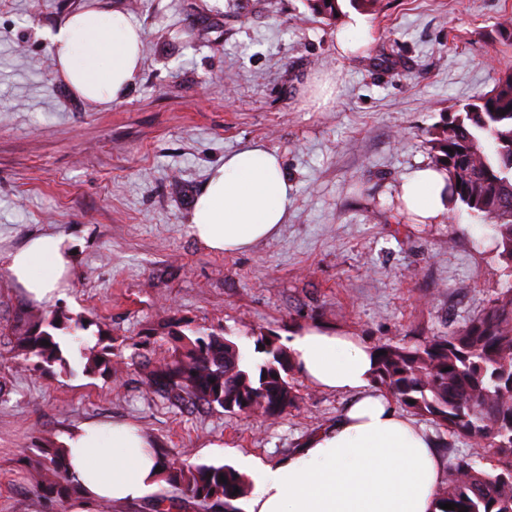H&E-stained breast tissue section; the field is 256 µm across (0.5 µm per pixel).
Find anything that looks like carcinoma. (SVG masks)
Listing matches in <instances>:
<instances>
[{"label": "carcinoma", "instance_id": "carcinoma-1", "mask_svg": "<svg viewBox=\"0 0 512 512\" xmlns=\"http://www.w3.org/2000/svg\"><path fill=\"white\" fill-rule=\"evenodd\" d=\"M307 6L328 19L342 13V0H307ZM432 145L450 200L492 223L498 259L512 277V72L500 75L489 94L435 130ZM94 324L91 316L73 318L58 311L24 316L17 321L15 349L36 370L49 372L58 364L68 371L64 347L77 344L83 350L84 373L110 375L112 345L103 344L100 335L101 347L86 346L83 332ZM174 328L184 343L169 362L145 369L148 390L230 414L278 418L296 406L289 381L293 364L275 339L257 337L250 352L223 336L178 322ZM374 352V382L380 388L408 412L432 420L470 446L448 449L437 512H512V287L496 293L483 310L446 336L410 345L385 343ZM475 446L487 449L489 468L477 467L471 452ZM40 452L43 461L31 472L39 496L66 501L81 493L64 449ZM164 480L199 512H242L237 503L249 487L245 476L225 464H166ZM446 502L457 507L440 508Z\"/></svg>", "mask_w": 512, "mask_h": 512}]
</instances>
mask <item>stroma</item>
I'll use <instances>...</instances> for the list:
<instances>
[{
	"label": "stroma",
	"instance_id": "obj_1",
	"mask_svg": "<svg viewBox=\"0 0 512 512\" xmlns=\"http://www.w3.org/2000/svg\"><path fill=\"white\" fill-rule=\"evenodd\" d=\"M97 4L144 33L123 98L89 102L60 74L49 34ZM369 39L343 56L305 0H0V512H153L160 483L116 506L41 498L28 470L84 424L127 422L162 458L272 464L334 422L344 396L289 380L278 419L189 408L146 390L140 363L170 360L165 326L252 347L318 325L369 346L444 336L505 285L490 224L451 205L424 224L397 199L434 164L431 132L512 70V0H380ZM331 81L327 105L318 85ZM257 143L278 153L293 202L278 233L231 255L194 238L210 168ZM66 235L70 285L32 301L6 268L34 236ZM89 313L112 340V374L41 373L14 356L16 319Z\"/></svg>",
	"mask_w": 512,
	"mask_h": 512
}]
</instances>
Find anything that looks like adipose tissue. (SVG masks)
<instances>
[{"mask_svg": "<svg viewBox=\"0 0 512 512\" xmlns=\"http://www.w3.org/2000/svg\"><path fill=\"white\" fill-rule=\"evenodd\" d=\"M50 40L74 93L93 102L125 95L140 65L141 28L101 7L71 14ZM399 198L425 223L449 205L445 180L425 167L405 176ZM291 186L278 154L244 146L213 167L196 197L189 224L198 242L234 254L274 236L288 217ZM10 275L35 299L67 287L73 252L61 235L32 238L8 253ZM297 371L312 385L349 397L339 419L302 449L273 465L239 460L254 489L246 512H434L445 472L436 444L395 407L373 380V350L356 336L309 327L286 342ZM69 467L91 499L140 498L162 480L151 440L128 424L86 426L66 443Z\"/></svg>", "mask_w": 512, "mask_h": 512, "instance_id": "adipose-tissue-1", "label": "adipose tissue"}]
</instances>
